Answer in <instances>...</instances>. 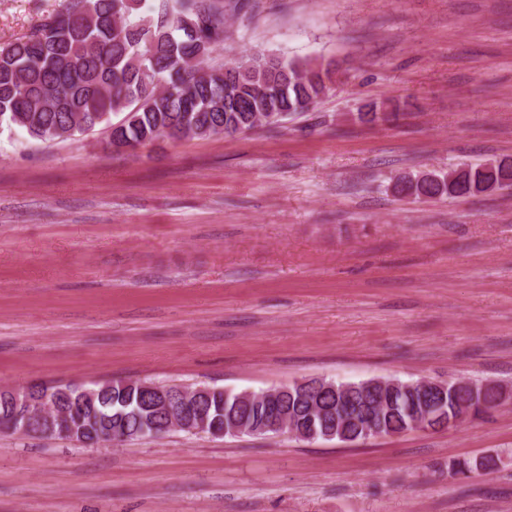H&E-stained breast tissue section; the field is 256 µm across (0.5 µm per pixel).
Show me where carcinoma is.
I'll use <instances>...</instances> for the list:
<instances>
[{"mask_svg": "<svg viewBox=\"0 0 512 512\" xmlns=\"http://www.w3.org/2000/svg\"><path fill=\"white\" fill-rule=\"evenodd\" d=\"M144 0H66L59 13L29 34L0 46V124L40 140H67L125 114L112 126L110 144L146 146L172 128L184 137L233 135L260 126L274 127L284 115L303 114L335 87L332 62L246 51L241 58L209 67L205 58L228 38V23L249 7V0H171L155 16L143 14ZM399 107L380 112L367 105L365 124L397 119ZM508 171L512 163L493 160L467 166L464 190L447 174L438 180L401 179L397 194L415 198H459L488 194L487 169ZM413 381H398L384 405L373 410L381 436L409 430L408 406L415 403ZM84 416L85 437L94 441L108 431L128 440L161 430L162 416L137 380L106 381L95 386ZM208 388L201 406L213 434H247L266 418L264 392ZM342 396L333 390L308 393L293 387L277 401L300 426L310 410L317 430L333 423L331 412ZM503 400V386L470 387L449 383L444 414L457 417L478 402L484 411Z\"/></svg>", "mask_w": 512, "mask_h": 512, "instance_id": "obj_1", "label": "carcinoma"}]
</instances>
